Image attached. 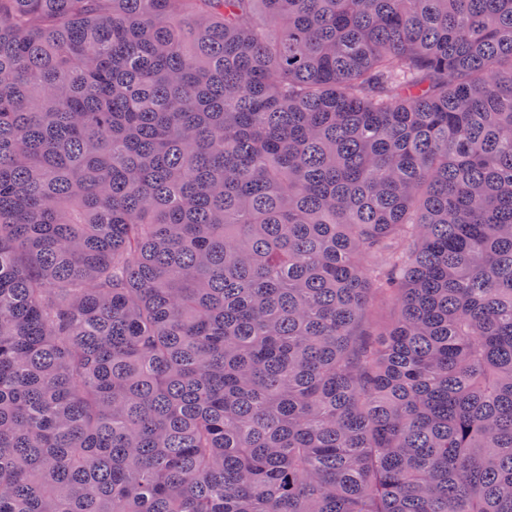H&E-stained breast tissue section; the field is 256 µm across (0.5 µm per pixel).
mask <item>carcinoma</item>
<instances>
[{"mask_svg":"<svg viewBox=\"0 0 512 512\" xmlns=\"http://www.w3.org/2000/svg\"><path fill=\"white\" fill-rule=\"evenodd\" d=\"M0 512H512V0H0Z\"/></svg>","mask_w":512,"mask_h":512,"instance_id":"1","label":"carcinoma"}]
</instances>
